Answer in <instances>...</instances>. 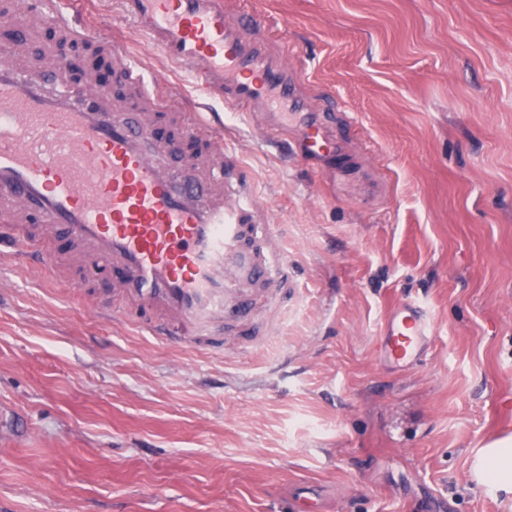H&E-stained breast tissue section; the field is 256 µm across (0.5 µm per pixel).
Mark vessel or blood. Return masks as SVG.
I'll list each match as a JSON object with an SVG mask.
<instances>
[{
  "instance_id": "obj_1",
  "label": "vessel or blood",
  "mask_w": 512,
  "mask_h": 512,
  "mask_svg": "<svg viewBox=\"0 0 512 512\" xmlns=\"http://www.w3.org/2000/svg\"><path fill=\"white\" fill-rule=\"evenodd\" d=\"M81 0H0L14 28L0 42V257L31 255L55 269V232L84 258L112 267V288L152 336L185 344L218 336L227 316L274 320L288 255L270 246L273 226L241 187V165L207 99L256 112L264 140L305 158L349 159L319 121L321 110L292 76L289 49L273 53L257 16L228 18L224 0H120L125 20L206 96L196 111L171 103L162 81ZM43 30L98 44L112 84L74 81L62 62L19 52ZM432 334L426 307L396 301L378 349L407 366Z\"/></svg>"
}]
</instances>
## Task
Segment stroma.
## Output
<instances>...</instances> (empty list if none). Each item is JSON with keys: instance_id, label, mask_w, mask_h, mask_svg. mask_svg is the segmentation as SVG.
<instances>
[{"instance_id": "1", "label": "stroma", "mask_w": 512, "mask_h": 512, "mask_svg": "<svg viewBox=\"0 0 512 512\" xmlns=\"http://www.w3.org/2000/svg\"><path fill=\"white\" fill-rule=\"evenodd\" d=\"M224 2L288 36L352 168L281 159L214 103L293 264L276 324L227 320L224 348L108 316V280L0 259V512H294L307 487L322 512H512L473 475L512 445V0ZM402 298L435 324L409 370L375 351Z\"/></svg>"}]
</instances>
